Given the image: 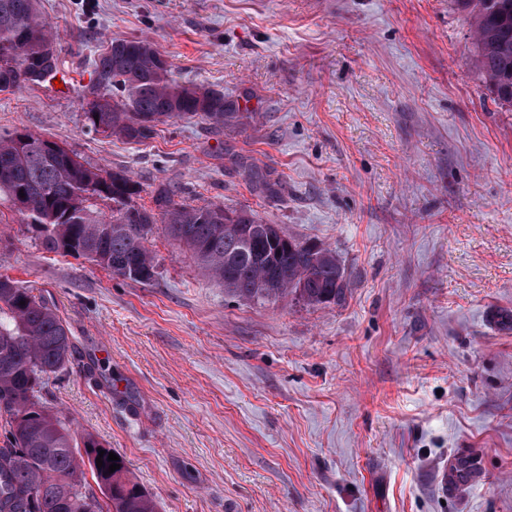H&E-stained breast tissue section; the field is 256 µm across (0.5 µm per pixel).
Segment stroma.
I'll return each instance as SVG.
<instances>
[{"instance_id":"obj_1","label":"stroma","mask_w":512,"mask_h":512,"mask_svg":"<svg viewBox=\"0 0 512 512\" xmlns=\"http://www.w3.org/2000/svg\"><path fill=\"white\" fill-rule=\"evenodd\" d=\"M67 88L0 92L17 128L151 206L255 210L335 250L342 305L229 297L161 231L155 278L46 252L0 202V274L51 295L75 360L46 406L123 457L160 512H512V107L479 76L453 0H37ZM153 43L242 123L87 132L83 79L110 41ZM279 181L266 196L258 176ZM476 480L445 496L450 456Z\"/></svg>"}]
</instances>
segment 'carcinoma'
Returning <instances> with one entry per match:
<instances>
[{
    "instance_id": "obj_1",
    "label": "carcinoma",
    "mask_w": 512,
    "mask_h": 512,
    "mask_svg": "<svg viewBox=\"0 0 512 512\" xmlns=\"http://www.w3.org/2000/svg\"><path fill=\"white\" fill-rule=\"evenodd\" d=\"M454 4L473 28L479 72L498 100L512 106V0ZM60 53L58 35L36 0H0V83L9 84L0 92L52 81ZM83 110L89 130L135 143L150 140L158 124L173 118L215 129L242 118L224 91L175 80L168 59L138 38L113 41L94 59ZM140 192L127 171L94 167L40 134L17 128L0 135V199L49 253L82 257L114 276L148 283L156 266L147 243L160 229L191 254L203 276L239 300L345 301L346 270L335 250L320 246L315 252L248 209L179 203L168 185L152 191L150 209L134 201ZM73 352L56 305L1 274L0 420L9 438L0 448V512H159L124 460L108 472L111 449L91 437L77 443L70 421L41 402L40 380L63 371ZM85 466L106 504L84 489L79 474Z\"/></svg>"
}]
</instances>
